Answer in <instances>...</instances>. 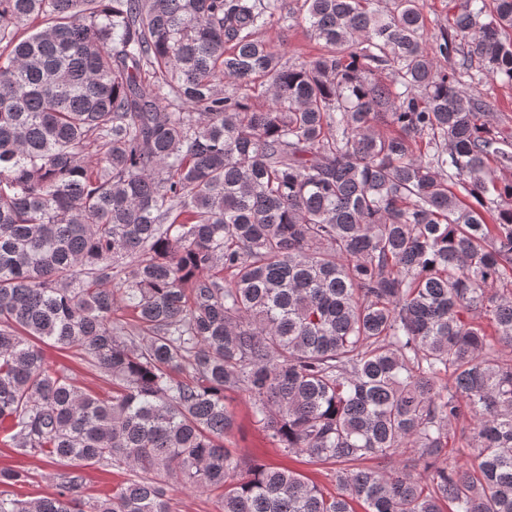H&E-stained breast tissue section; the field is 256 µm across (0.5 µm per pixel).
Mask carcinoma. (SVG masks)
Masks as SVG:
<instances>
[{
  "instance_id": "cac0c4a2",
  "label": "carcinoma",
  "mask_w": 512,
  "mask_h": 512,
  "mask_svg": "<svg viewBox=\"0 0 512 512\" xmlns=\"http://www.w3.org/2000/svg\"><path fill=\"white\" fill-rule=\"evenodd\" d=\"M301 22L310 60L260 37ZM425 30L419 0H0V443L66 466L0 512H176L165 476L218 512H512V142L463 81L512 83V0ZM235 392L339 492L225 447ZM93 465L138 478L85 500ZM44 350L46 359L52 366H67L81 386H87L101 396L112 392V382L103 377L99 371L87 368L77 351H62L49 345L45 346Z\"/></svg>"
}]
</instances>
